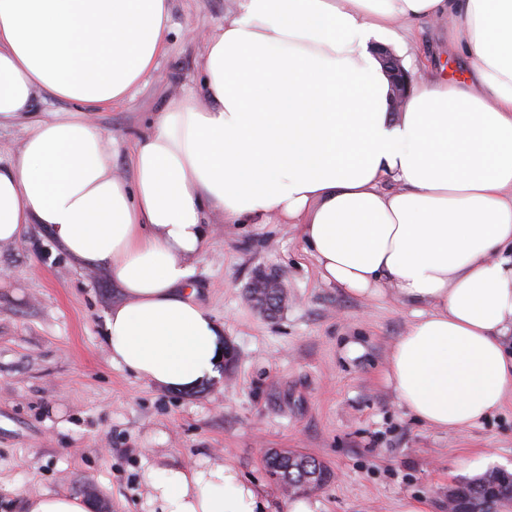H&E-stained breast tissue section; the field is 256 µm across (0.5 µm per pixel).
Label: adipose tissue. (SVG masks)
Listing matches in <instances>:
<instances>
[{
	"label": "adipose tissue",
	"instance_id": "obj_1",
	"mask_svg": "<svg viewBox=\"0 0 512 512\" xmlns=\"http://www.w3.org/2000/svg\"><path fill=\"white\" fill-rule=\"evenodd\" d=\"M448 22L465 81L422 73L397 110L372 42ZM169 0H0V120L35 121L0 163V245L30 226L124 299L113 365L161 387L216 376L222 334L188 284L206 216L293 224L321 278L415 307L387 379L427 426L461 432L512 395V0H238L205 41L202 97L158 114L112 172L89 112L123 101L166 46ZM150 512H262L231 465L148 469ZM72 106L62 100L38 97L30 110L31 116L18 120L1 122L0 125V158L3 162L15 155L26 136L27 123L34 119H46L61 116L64 112H72Z\"/></svg>",
	"mask_w": 512,
	"mask_h": 512
}]
</instances>
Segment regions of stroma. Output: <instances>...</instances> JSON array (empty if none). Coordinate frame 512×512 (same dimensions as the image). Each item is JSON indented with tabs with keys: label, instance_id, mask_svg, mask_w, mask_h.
I'll return each instance as SVG.
<instances>
[{
	"label": "stroma",
	"instance_id": "35a3bbf8",
	"mask_svg": "<svg viewBox=\"0 0 512 512\" xmlns=\"http://www.w3.org/2000/svg\"><path fill=\"white\" fill-rule=\"evenodd\" d=\"M234 0H170L167 44L156 68L121 103L90 119L112 141V168L128 157L170 101L201 91L204 39ZM417 39L440 75L465 77L448 29L422 22ZM190 285L224 331L232 364L192 389L154 385L112 365L103 318L123 294L106 270L76 265L33 228L0 246V512H24L44 491L82 497L90 512H146L149 467L230 464L268 512L287 496L263 450L317 458L334 474L310 492L318 512H400L423 500L447 512L448 489L491 470L512 472V397L459 433L429 428L400 404L387 352L413 319L391 293L373 299L325 283L299 228L224 224ZM280 278L288 303L269 318L245 298L256 272Z\"/></svg>",
	"mask_w": 512,
	"mask_h": 512
}]
</instances>
